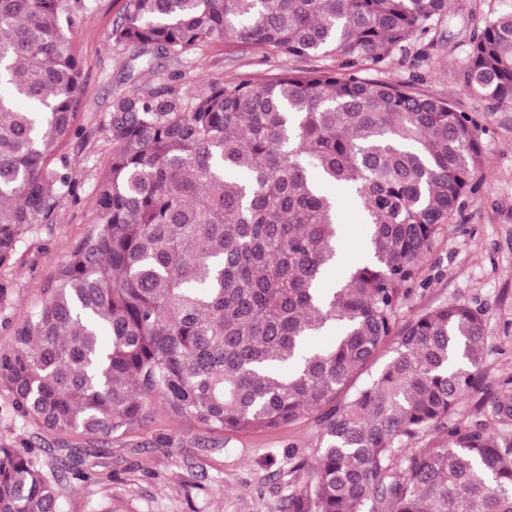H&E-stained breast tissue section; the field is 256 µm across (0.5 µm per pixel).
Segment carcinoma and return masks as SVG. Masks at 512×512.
<instances>
[{"mask_svg": "<svg viewBox=\"0 0 512 512\" xmlns=\"http://www.w3.org/2000/svg\"><path fill=\"white\" fill-rule=\"evenodd\" d=\"M451 0H126L116 46L146 66L235 41L278 58L260 80L166 87L112 102L96 221L23 317L0 380L51 433L125 435L158 398L214 432L313 417L319 446L288 512H512V435L454 416L483 366L485 323L399 302L482 170L479 126L448 96L378 71ZM85 0H0V267L77 196L54 150L78 134ZM464 87L512 99V10L471 37ZM356 206L363 257L327 281ZM335 333L326 348L309 339ZM512 379L492 402L512 424ZM444 435L429 448L413 442ZM61 474L30 442L0 444V512H61Z\"/></svg>", "mask_w": 512, "mask_h": 512, "instance_id": "cac0c4a2", "label": "carcinoma"}]
</instances>
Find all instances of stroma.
<instances>
[{"label": "stroma", "instance_id": "35a3bbf8", "mask_svg": "<svg viewBox=\"0 0 512 512\" xmlns=\"http://www.w3.org/2000/svg\"><path fill=\"white\" fill-rule=\"evenodd\" d=\"M511 8L512 0H455L431 40H411L377 73L383 80L452 96L480 127L483 178L461 199L455 219L422 260V286L397 309L402 324L442 304L481 312L486 339L480 389L457 408L458 418L469 420L489 419L503 381L512 378V100L489 106L463 90L459 75L473 31ZM123 9L124 0H90L75 35L85 85L81 132L64 153L79 192L60 203L55 223L25 237L13 264L0 268V281L9 284L0 298V354L10 350L18 322L41 305L44 285L96 217L95 188L112 152L105 122L113 99L160 86L185 99L215 80H257L284 67L315 65L309 58H267L219 42L188 58H157L148 70L135 62L134 49L110 39ZM11 402L0 382V443L26 439L60 467L62 512H284L291 494L311 479L310 469L291 470L286 455L294 448L311 455L320 439V428L310 417L271 432L214 433L191 418L171 414L154 399L145 420L129 434L89 441L24 423ZM94 449L102 452L99 472L81 481L76 473L87 451Z\"/></svg>", "mask_w": 512, "mask_h": 512}]
</instances>
